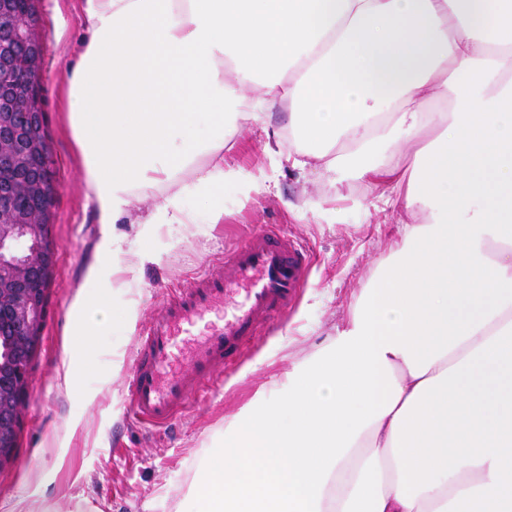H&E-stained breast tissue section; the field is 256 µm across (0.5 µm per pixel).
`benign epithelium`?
Wrapping results in <instances>:
<instances>
[{"label":"benign epithelium","instance_id":"benign-epithelium-1","mask_svg":"<svg viewBox=\"0 0 512 512\" xmlns=\"http://www.w3.org/2000/svg\"><path fill=\"white\" fill-rule=\"evenodd\" d=\"M0 0V50L31 45L27 19L5 12ZM42 121L40 87L0 97V172L30 171L45 154L37 123ZM54 181L31 175L0 184V327L12 337L22 362L18 370L0 367V469L15 460L21 407L29 394L31 367L46 318V298L55 264L48 239Z\"/></svg>","mask_w":512,"mask_h":512}]
</instances>
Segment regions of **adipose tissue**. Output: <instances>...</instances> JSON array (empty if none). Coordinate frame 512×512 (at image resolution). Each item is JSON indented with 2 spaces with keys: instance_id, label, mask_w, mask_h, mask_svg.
Returning <instances> with one entry per match:
<instances>
[{
  "instance_id": "ef3b65f1",
  "label": "adipose tissue",
  "mask_w": 512,
  "mask_h": 512,
  "mask_svg": "<svg viewBox=\"0 0 512 512\" xmlns=\"http://www.w3.org/2000/svg\"><path fill=\"white\" fill-rule=\"evenodd\" d=\"M79 2L98 224H189L186 196L220 223L228 120L403 212L346 327L203 459L200 512H512V0Z\"/></svg>"
}]
</instances>
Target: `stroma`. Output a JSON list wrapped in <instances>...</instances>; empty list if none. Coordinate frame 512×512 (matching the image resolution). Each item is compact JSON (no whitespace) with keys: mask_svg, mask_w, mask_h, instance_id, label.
<instances>
[{"mask_svg":"<svg viewBox=\"0 0 512 512\" xmlns=\"http://www.w3.org/2000/svg\"><path fill=\"white\" fill-rule=\"evenodd\" d=\"M34 32L45 48L41 64L42 110L60 191L53 210L56 266L46 323L33 363L30 396L21 409L19 448L13 467L0 473V512L18 500L39 508L52 503L70 512L87 498L96 512H170L185 499L208 449L223 447L231 421L259 408L263 389L285 383L293 366L322 348L343 328L350 305L376 263L395 249L401 208L367 185L336 188L330 172L300 176L284 159L264 150L263 132L224 130V163L264 184L244 196L241 182L225 181L219 193L224 220L210 221L209 208L195 197L182 199L191 224H166L145 237L157 263L139 267L130 246L136 230H114L120 272L110 281H91L103 237L84 195L79 155L59 95L62 73L84 30L79 0H35ZM277 225L305 245L311 263L308 283L294 310L275 320L269 333L224 369L207 398L179 413L167 429L132 422L127 415V379L139 327L157 317L164 298L190 287L246 235ZM87 302L88 319L106 326L86 347L73 334L70 308ZM137 304V327L125 330L126 311ZM167 485L169 499L159 496Z\"/></svg>","mask_w":512,"mask_h":512,"instance_id":"1","label":"stroma"}]
</instances>
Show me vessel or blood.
I'll use <instances>...</instances> for the list:
<instances>
[{"label": "vessel or blood", "instance_id": "obj_1", "mask_svg": "<svg viewBox=\"0 0 512 512\" xmlns=\"http://www.w3.org/2000/svg\"><path fill=\"white\" fill-rule=\"evenodd\" d=\"M308 267L302 245L265 225L190 288L167 296L161 317L140 332L129 371L132 419L168 425L287 313Z\"/></svg>", "mask_w": 512, "mask_h": 512}]
</instances>
